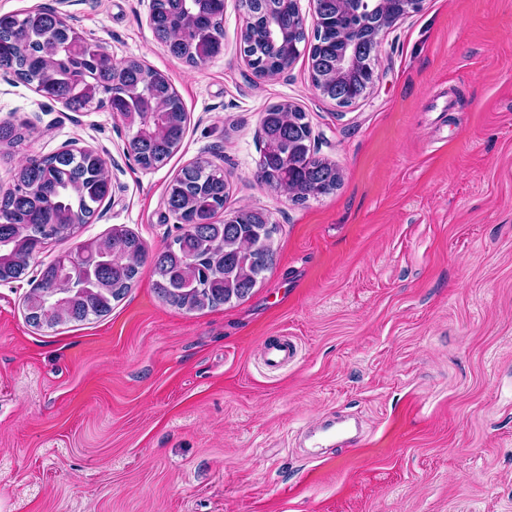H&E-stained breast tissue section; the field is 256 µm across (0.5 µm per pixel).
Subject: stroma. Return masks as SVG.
I'll list each match as a JSON object with an SVG mask.
<instances>
[{
    "label": "stroma",
    "instance_id": "35a3bbf8",
    "mask_svg": "<svg viewBox=\"0 0 512 512\" xmlns=\"http://www.w3.org/2000/svg\"><path fill=\"white\" fill-rule=\"evenodd\" d=\"M50 10L114 61L163 74L182 142L146 171L106 109L72 112L0 72V187L25 158L88 148L112 192L74 235L0 282V512H512V0H424L381 33L377 79L348 107L307 55L259 77L247 12L224 0L220 55L192 67L150 0H0ZM304 110L341 185L303 202L260 178L261 116ZM207 161L225 214L266 212L275 261L243 299L188 311L155 290L178 233L166 205ZM123 225L147 258L109 313L37 328L24 300L64 252ZM297 346L268 370L265 337Z\"/></svg>",
    "mask_w": 512,
    "mask_h": 512
}]
</instances>
